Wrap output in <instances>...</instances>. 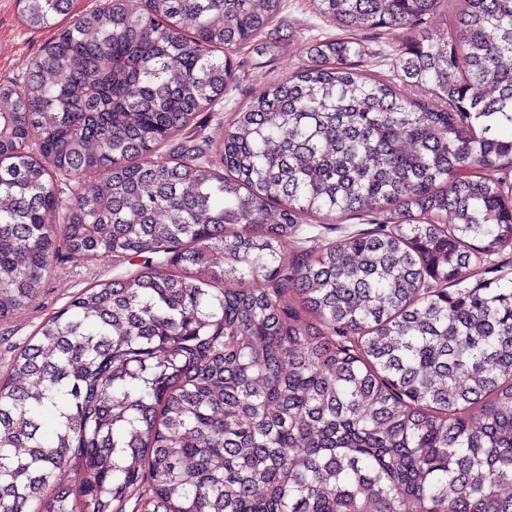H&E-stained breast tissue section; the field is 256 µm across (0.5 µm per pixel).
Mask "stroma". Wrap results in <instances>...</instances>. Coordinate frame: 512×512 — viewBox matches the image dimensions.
<instances>
[{"label": "stroma", "mask_w": 512, "mask_h": 512, "mask_svg": "<svg viewBox=\"0 0 512 512\" xmlns=\"http://www.w3.org/2000/svg\"><path fill=\"white\" fill-rule=\"evenodd\" d=\"M99 4L100 0H72L68 15L57 17L55 25L37 30L26 24L17 0H0V85L22 82L41 48L54 39L61 28L71 25ZM332 32V26L316 11L314 0H286L285 7L262 37L264 43L270 44V51L242 49L237 56V79L226 90L223 100L199 112L187 128L164 145V152L197 146L215 149L235 112L263 94L270 83L307 64L309 46ZM360 38L368 49L367 56L359 62L360 70L371 76L395 79L389 53L392 46L404 42V32L382 37L378 32L365 31ZM368 228L367 221L356 215L334 222L311 219L297 242L289 243L288 248L317 251L343 235ZM131 270L128 262L110 254L85 262L58 260L37 299L28 308L16 312L8 322L0 323V371L5 370L17 349L33 336L41 322L60 311L74 295L96 281L123 277Z\"/></svg>", "instance_id": "35a3bbf8"}]
</instances>
